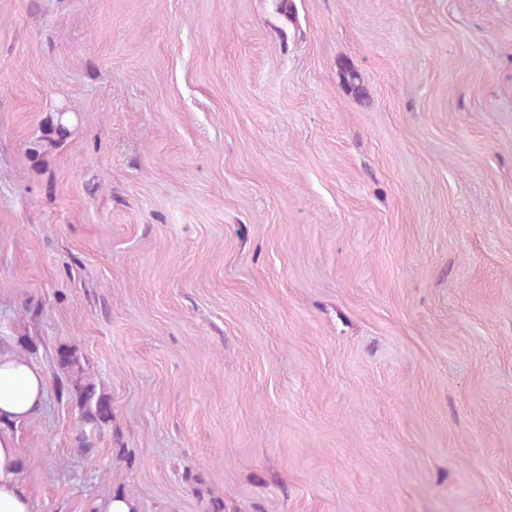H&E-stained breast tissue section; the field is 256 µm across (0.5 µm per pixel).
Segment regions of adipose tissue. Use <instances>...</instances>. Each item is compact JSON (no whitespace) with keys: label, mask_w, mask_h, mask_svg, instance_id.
Returning <instances> with one entry per match:
<instances>
[{"label":"adipose tissue","mask_w":512,"mask_h":512,"mask_svg":"<svg viewBox=\"0 0 512 512\" xmlns=\"http://www.w3.org/2000/svg\"><path fill=\"white\" fill-rule=\"evenodd\" d=\"M45 398L41 369L14 352L0 351V512H34L20 480L23 459L16 427L39 415Z\"/></svg>","instance_id":"obj_1"}]
</instances>
